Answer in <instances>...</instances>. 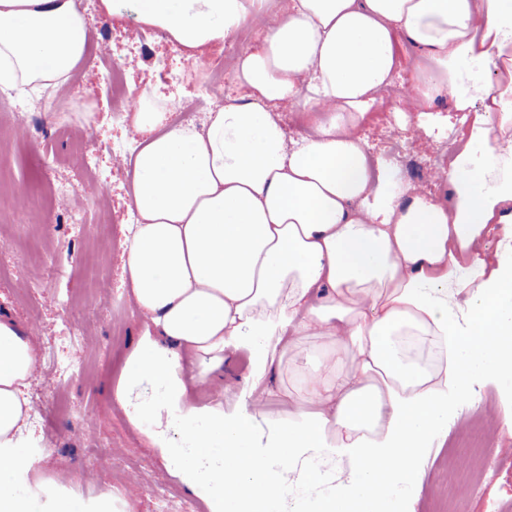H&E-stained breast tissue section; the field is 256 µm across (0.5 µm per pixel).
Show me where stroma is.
<instances>
[{"label": "stroma", "instance_id": "35a3bbf8", "mask_svg": "<svg viewBox=\"0 0 512 512\" xmlns=\"http://www.w3.org/2000/svg\"><path fill=\"white\" fill-rule=\"evenodd\" d=\"M116 7L121 17L105 16L99 6H84L91 32L90 52L102 44L115 43L116 61L124 70L127 87L137 91L149 86L160 95L181 100L186 92L162 82L158 70L169 63L166 42H157L145 52L131 50L143 26L127 8L125 0ZM76 81L63 91H11V98L35 109L30 128L12 133L0 128V165L7 170L13 187L36 189L38 181L54 177L80 179L75 165V136L55 124L53 116L60 93L95 105L93 141L98 153V172L111 185L110 209L105 222L89 220L78 238H70L58 208L36 217V229L21 226L11 242L0 247V316L33 328L39 355L63 356L58 337L64 324L91 323L93 346L89 357L94 364L90 376L69 380L61 400H53L51 382L43 368H36L25 388L37 424L28 426L25 451L30 468L25 474L1 478L15 493L30 499L33 512H50L46 487L59 470L73 473L72 484L61 495L75 501L82 512H95L104 495H111L117 512H160V495H167L185 512H207L203 501L188 492L179 477L168 469L152 426L133 421L129 409L115 396L118 380L131 353L150 336L141 321L123 274V251L112 246L113 238H124L129 225L127 206L133 169L114 161L112 146L128 136L127 130L112 125V98L97 71L79 68ZM405 101L387 104L377 101L369 109L361 133L373 156H380L386 141L400 137L407 155L400 175L424 191L441 195L445 185L426 168L435 156L437 142L446 133L463 126L457 112L446 104L421 115L420 125L399 123L396 115L405 111ZM62 252L70 263L68 274L47 277L45 290L52 303L25 300L31 278L41 273L44 247ZM106 256L105 272L112 282V312H96L74 304L86 288L85 268ZM506 411L501 388L485 383L476 388L472 404L463 407L448 423V439L432 449L418 464L419 490L404 500L402 512H512V435L500 423ZM479 425L487 450L479 479L459 473L456 458L471 425Z\"/></svg>", "mask_w": 512, "mask_h": 512}]
</instances>
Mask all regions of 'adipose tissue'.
I'll return each instance as SVG.
<instances>
[{
  "mask_svg": "<svg viewBox=\"0 0 512 512\" xmlns=\"http://www.w3.org/2000/svg\"><path fill=\"white\" fill-rule=\"evenodd\" d=\"M134 3L198 66L266 0ZM402 38L427 63L419 111L444 99L471 115L444 200L371 161L359 132ZM89 42L74 0H0V89L63 86ZM466 59L486 62L488 80L465 83ZM235 71L245 97L201 130L139 93L124 273L154 336L116 394L209 512H288L292 499L397 512L474 384L512 379V0H290ZM295 106L307 133L292 143L278 113ZM231 348L249 354L242 397L288 407L261 448V410L189 401L190 388H223ZM36 356L0 317V512H30L1 478L29 467ZM147 383L164 402L143 399ZM177 423L187 437L166 443ZM330 456L349 461L347 478L319 467Z\"/></svg>",
  "mask_w": 512,
  "mask_h": 512,
  "instance_id": "ef3b65f1",
  "label": "adipose tissue"
}]
</instances>
